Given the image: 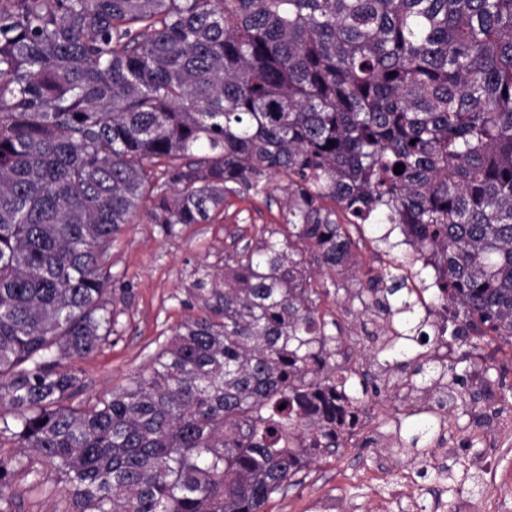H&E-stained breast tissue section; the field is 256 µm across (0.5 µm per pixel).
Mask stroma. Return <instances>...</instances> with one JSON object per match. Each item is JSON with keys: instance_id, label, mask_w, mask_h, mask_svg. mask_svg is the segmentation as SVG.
Listing matches in <instances>:
<instances>
[{"instance_id": "35a3bbf8", "label": "stroma", "mask_w": 512, "mask_h": 512, "mask_svg": "<svg viewBox=\"0 0 512 512\" xmlns=\"http://www.w3.org/2000/svg\"><path fill=\"white\" fill-rule=\"evenodd\" d=\"M283 210L284 193L274 189L266 196L228 197L212 223L179 224L169 235L145 218L127 225L110 258L107 297L114 331L91 356L63 363L79 378L83 397L101 396L147 373L160 344L197 312L198 272L222 274L225 252L242 248L261 227H281ZM353 237L364 268L410 275L411 249L402 244L400 231L373 221L354 230ZM320 309L341 325L338 352L377 377L378 390L366 398L365 409L383 406L391 416L358 428L338 452L319 455L298 474L297 485L268 501L265 512H310L321 497L335 498V512H432V486L444 490L448 512H482V492L491 478L512 477V441L489 442L483 436L499 412L512 406V345L472 335L443 347L421 346L430 365L456 367L443 379L446 392L456 397L448 408L454 453L439 462L436 433L422 437L416 428L422 395L403 388L414 378L412 367L382 372L390 354L381 323L343 294L325 297ZM0 456L20 458L39 470L35 477L23 471L15 475L12 512H69L53 469L9 442L0 444Z\"/></svg>"}]
</instances>
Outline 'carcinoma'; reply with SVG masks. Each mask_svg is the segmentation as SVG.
I'll return each mask as SVG.
<instances>
[{"label":"carcinoma","instance_id":"1","mask_svg":"<svg viewBox=\"0 0 512 512\" xmlns=\"http://www.w3.org/2000/svg\"><path fill=\"white\" fill-rule=\"evenodd\" d=\"M278 177L285 227L196 279L148 373L77 400L57 367L112 333L124 226L211 223ZM376 215L451 335L512 345V0H0V437L72 512H263L356 425L304 256L352 271ZM402 289L378 272L358 295L405 357L431 312L394 326ZM21 465L0 458V504Z\"/></svg>","mask_w":512,"mask_h":512}]
</instances>
